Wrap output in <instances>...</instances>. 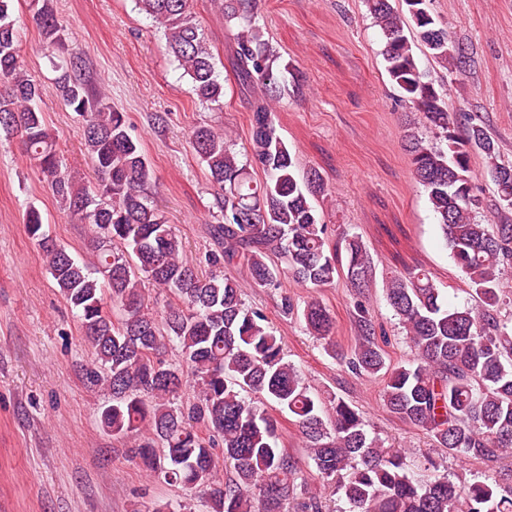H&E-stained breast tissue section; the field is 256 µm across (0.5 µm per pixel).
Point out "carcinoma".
<instances>
[{"mask_svg":"<svg viewBox=\"0 0 512 512\" xmlns=\"http://www.w3.org/2000/svg\"><path fill=\"white\" fill-rule=\"evenodd\" d=\"M12 2L0 0V133L18 139L64 209L93 229L94 260L86 262L47 234L36 207L25 215L28 234L95 350L97 367L88 375L109 393L100 411L104 430L114 437L148 431L132 448L134 456L154 476L197 494L206 512H288L292 504L295 512H322L321 501L298 491L297 465L281 443L278 413L294 419L321 478L349 512H512V474L425 479L409 467L406 453L368 430L355 406L313 392L286 359L262 311L244 302L239 281L216 272L241 267L263 288L282 287L286 276L322 287L340 275L341 248L352 287H363L373 272L359 236L345 235L341 248L331 245L311 203L325 193L324 183L315 172L300 173L278 132L270 102L286 91L285 76L262 39L257 0L222 4L227 17L239 20L229 64L240 92L262 88L250 100L246 160L212 126L190 134L223 219L213 229L218 250L206 256L209 272L181 258L182 239L151 195L153 171L142 144L129 134L125 113L81 77L83 59L75 49L57 87L81 119L96 181L79 183L65 170L39 106L41 85L28 74ZM403 2L404 12L391 0H366L383 35L390 81L441 141L429 143L410 127L405 148L478 304L448 307L424 270L391 277L386 301L413 352L395 366L386 363L362 303L356 305V344L346 355L336 350L326 307L309 302L300 318L349 371L385 377L384 404L400 421L426 432L450 456L496 463L512 451V315H502L503 307H512V291L504 288L505 277L512 276V224L476 220L481 198L470 159L478 150L489 160L487 177L509 206L512 163L497 161L496 145L483 127L471 124L456 133V113L419 68L415 48L459 74L471 59L453 44L448 25L429 12L428 0ZM136 3L163 31L192 96L206 106L220 105L224 81L192 0ZM30 10L46 49L64 45L54 0H30ZM253 167L264 178L256 179ZM147 281L174 297L158 319L145 311ZM170 345L179 349L176 362L165 357ZM190 381L197 395L178 402ZM219 451L233 472L217 484Z\"/></svg>","mask_w":512,"mask_h":512,"instance_id":"carcinoma-1","label":"carcinoma"}]
</instances>
